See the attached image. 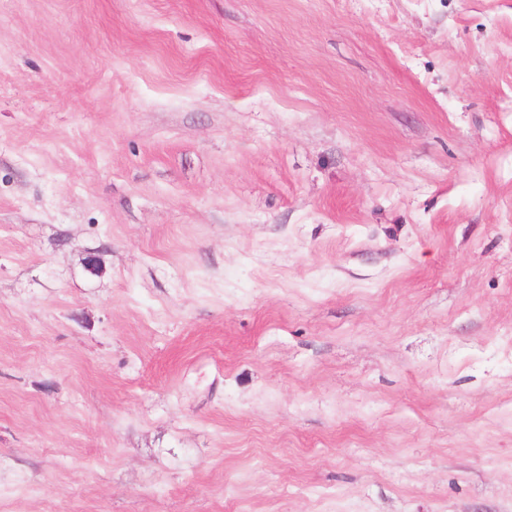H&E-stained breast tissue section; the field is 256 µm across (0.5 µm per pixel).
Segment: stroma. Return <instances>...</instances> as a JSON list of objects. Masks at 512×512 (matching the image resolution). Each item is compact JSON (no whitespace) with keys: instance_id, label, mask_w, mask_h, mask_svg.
Segmentation results:
<instances>
[{"instance_id":"stroma-1","label":"stroma","mask_w":512,"mask_h":512,"mask_svg":"<svg viewBox=\"0 0 512 512\" xmlns=\"http://www.w3.org/2000/svg\"><path fill=\"white\" fill-rule=\"evenodd\" d=\"M0 512H512V0H0Z\"/></svg>"}]
</instances>
